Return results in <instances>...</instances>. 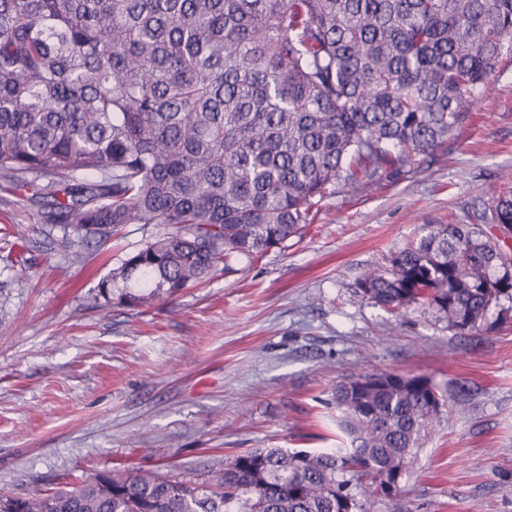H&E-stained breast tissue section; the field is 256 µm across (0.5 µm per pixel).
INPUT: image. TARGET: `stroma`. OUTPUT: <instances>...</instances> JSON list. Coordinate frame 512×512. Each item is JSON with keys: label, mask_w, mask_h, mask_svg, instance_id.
<instances>
[{"label": "stroma", "mask_w": 512, "mask_h": 512, "mask_svg": "<svg viewBox=\"0 0 512 512\" xmlns=\"http://www.w3.org/2000/svg\"><path fill=\"white\" fill-rule=\"evenodd\" d=\"M512 189V52L433 162L328 198L314 224L237 272L151 306L99 309L98 287L146 232L62 252L60 228L0 191V489L112 470L180 469L247 448H344L326 401L372 371L429 378L437 423L394 498L373 512H512V321L459 334L397 315L355 281L425 224L467 221ZM26 237V262L6 256ZM467 396L465 411L453 403Z\"/></svg>", "instance_id": "35a3bbf8"}]
</instances>
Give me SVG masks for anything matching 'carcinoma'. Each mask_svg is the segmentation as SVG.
Masks as SVG:
<instances>
[{
    "label": "carcinoma",
    "instance_id": "cac0c4a2",
    "mask_svg": "<svg viewBox=\"0 0 512 512\" xmlns=\"http://www.w3.org/2000/svg\"><path fill=\"white\" fill-rule=\"evenodd\" d=\"M512 0H0V186L105 243L147 233L99 284L149 305L298 236L322 202L408 172L448 142L504 52ZM507 191L425 224L357 278L391 312L476 332L512 318ZM331 391L350 447L253 448L195 481L104 473L0 495V512H373L416 461L441 395L365 373Z\"/></svg>",
    "mask_w": 512,
    "mask_h": 512
}]
</instances>
